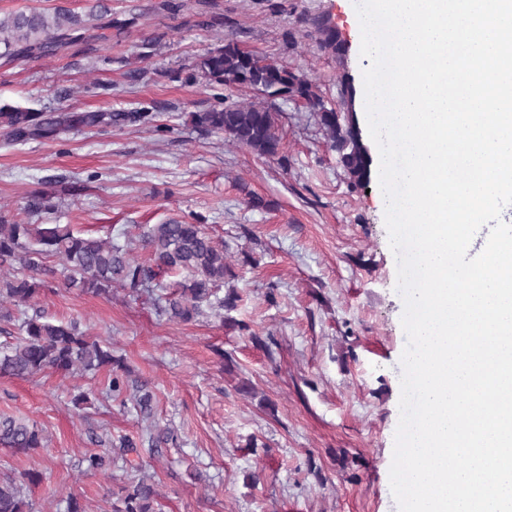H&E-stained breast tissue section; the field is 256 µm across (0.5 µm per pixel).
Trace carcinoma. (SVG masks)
Instances as JSON below:
<instances>
[{
	"instance_id": "carcinoma-1",
	"label": "carcinoma",
	"mask_w": 512,
	"mask_h": 512,
	"mask_svg": "<svg viewBox=\"0 0 512 512\" xmlns=\"http://www.w3.org/2000/svg\"><path fill=\"white\" fill-rule=\"evenodd\" d=\"M138 17L118 18L103 3H94L85 14L65 7H30L0 18V64L24 66L36 59L67 54L81 45L90 46L103 38L101 30L124 33L135 27ZM321 34L319 47L332 55L344 54L335 30L316 21ZM192 80L202 79L216 91L215 103L190 113L195 128L218 134L236 145L266 158L281 156L282 136L279 113L268 106H243L227 100L220 90L228 87L254 90L268 99L300 100L314 112L326 131L338 163L353 185L369 180L371 158L362 142L354 110L356 90L348 76L340 81L336 106L327 107L312 85L295 71L266 61L245 51L228 39L202 55ZM153 113L133 112H37L28 107L0 105V127L14 143L29 140L55 141L64 132L102 125L122 128L152 122ZM54 194L34 193L24 208L26 219L0 215V321L12 322L20 340L10 350L0 352V375L29 378L46 370L63 374L94 375L104 367L123 369L124 360L112 345L89 336L73 320L51 322L35 305L39 296L53 291L56 270L47 264L53 256L63 260L69 287L108 296L112 287L134 292L150 287L160 271L184 274L175 290L156 305V314L170 321L189 323L206 311L231 310L239 296L233 290L222 298L217 291L230 273L224 247L200 224L169 219L146 227L141 235L148 258L130 255L127 246L111 239L80 237L67 225L40 224L38 220L57 211ZM135 406L150 415L153 395L147 384L135 385ZM44 431L35 423L11 417L0 419V444L16 454L28 455L45 447ZM143 440L124 439L118 448H106L84 455L78 465L86 474L107 471L112 455L121 457L136 470L139 464L129 456L139 454ZM158 493L146 479L134 477L124 487L121 505L112 512H157ZM0 512H30L23 483L0 479Z\"/></svg>"
}]
</instances>
